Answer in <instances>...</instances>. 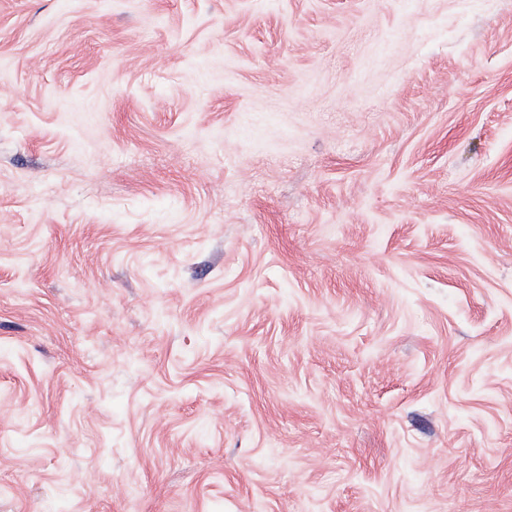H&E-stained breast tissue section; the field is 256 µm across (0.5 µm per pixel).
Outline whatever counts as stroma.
Returning <instances> with one entry per match:
<instances>
[{
    "mask_svg": "<svg viewBox=\"0 0 512 512\" xmlns=\"http://www.w3.org/2000/svg\"><path fill=\"white\" fill-rule=\"evenodd\" d=\"M0 512H512V0H0Z\"/></svg>",
    "mask_w": 512,
    "mask_h": 512,
    "instance_id": "35a3bbf8",
    "label": "stroma"
}]
</instances>
